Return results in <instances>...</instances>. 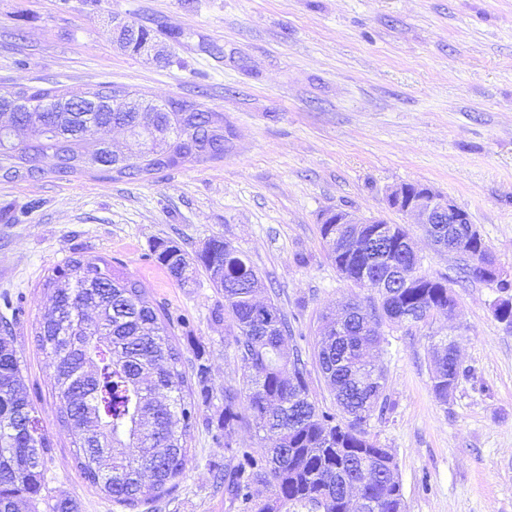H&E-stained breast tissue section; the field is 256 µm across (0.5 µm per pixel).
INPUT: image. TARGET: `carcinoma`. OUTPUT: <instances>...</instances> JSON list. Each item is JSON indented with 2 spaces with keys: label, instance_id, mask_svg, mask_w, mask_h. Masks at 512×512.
I'll return each mask as SVG.
<instances>
[{
  "label": "carcinoma",
  "instance_id": "obj_1",
  "mask_svg": "<svg viewBox=\"0 0 512 512\" xmlns=\"http://www.w3.org/2000/svg\"><path fill=\"white\" fill-rule=\"evenodd\" d=\"M123 87L100 85L80 94L62 88L20 87L0 94V111L17 124L32 125L15 146L0 141V180L89 175L102 180L146 179L186 163L224 158L231 149L224 113H152L157 128L170 127L187 140L174 147L142 126L144 115L128 112ZM99 133L85 138L87 125ZM121 125L132 143L112 151L110 133ZM53 165L45 167L43 160ZM355 224H322L321 238L337 271L373 290L390 269L417 262L402 224H373L374 239L355 237ZM461 271L484 279L494 260L475 236L462 241ZM156 260L182 280L204 269L223 294L224 315L242 364L244 397L224 390V482L230 502L255 512H350L352 491L367 512H405L402 485L392 455L370 437L368 422L391 410L382 363L368 359L382 350L379 325L421 321L428 312L448 311V280L419 277L408 287L376 292L366 306L347 304L323 316L314 359L330 388L332 406L311 396L307 362L292 338L287 315L272 298L250 259L231 242L209 239L189 254L176 244L157 245ZM51 307L35 328L38 346L52 369L58 420L73 436L82 478L129 512L171 495L189 461L188 439L200 404L212 392L200 365L196 383L184 367L183 352L170 338V318L147 297L142 281L119 273L106 258L71 257L42 282ZM11 324H0V512H77L70 500L52 501L46 490V458L52 448L38 411L24 392L21 357L11 343ZM470 370L456 361L450 337L434 345L431 386L448 401ZM247 424L267 448L233 447V431ZM268 495L257 500L259 487Z\"/></svg>",
  "mask_w": 512,
  "mask_h": 512
}]
</instances>
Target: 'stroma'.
<instances>
[{
	"label": "stroma",
	"mask_w": 512,
	"mask_h": 512,
	"mask_svg": "<svg viewBox=\"0 0 512 512\" xmlns=\"http://www.w3.org/2000/svg\"><path fill=\"white\" fill-rule=\"evenodd\" d=\"M162 26L171 64L118 48L113 16ZM171 30L189 39L168 38ZM101 84L155 102L223 112L224 158L146 180L90 176L0 180V317L12 322L24 384L52 443L47 493L79 512H124L81 477L57 420L35 328L50 305L41 283L69 257L111 260L140 278L171 317L187 370L209 369L177 489L139 512H243L214 475L224 468V390L242 386L232 322L204 271L188 282L156 260L221 237L275 288L319 405L330 391L313 350L322 313L367 289L342 278L320 235L345 209L406 225L422 274L447 277L456 304L430 325L388 323L392 413L368 431L392 453L406 512H512V325L492 313L496 286L459 282L461 261L390 209L400 184L429 186L466 210L512 276V0H0V90L80 93ZM305 263H298V256ZM472 369L447 401L431 388L432 346L449 324Z\"/></svg>",
	"instance_id": "stroma-1"
}]
</instances>
